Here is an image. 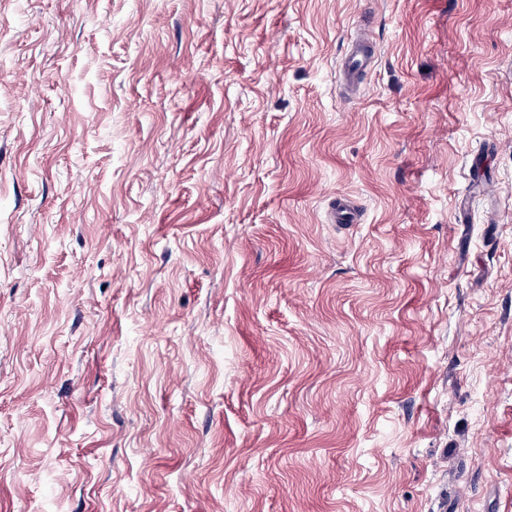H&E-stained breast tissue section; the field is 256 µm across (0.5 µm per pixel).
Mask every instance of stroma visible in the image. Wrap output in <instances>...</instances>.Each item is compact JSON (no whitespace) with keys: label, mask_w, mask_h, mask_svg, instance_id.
<instances>
[{"label":"stroma","mask_w":512,"mask_h":512,"mask_svg":"<svg viewBox=\"0 0 512 512\" xmlns=\"http://www.w3.org/2000/svg\"><path fill=\"white\" fill-rule=\"evenodd\" d=\"M0 512H512V0H0ZM371 23L368 19L361 20L356 32L346 43L342 63V77L345 83L355 89L372 59L377 53V44L371 37ZM361 220L358 209L345 196H336L331 202V224H357Z\"/></svg>","instance_id":"obj_1"}]
</instances>
